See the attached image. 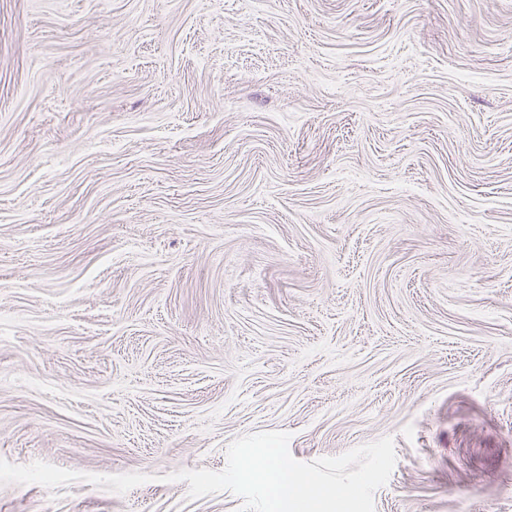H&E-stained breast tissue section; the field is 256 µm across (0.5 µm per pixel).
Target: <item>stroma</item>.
I'll return each instance as SVG.
<instances>
[{"label": "stroma", "mask_w": 512, "mask_h": 512, "mask_svg": "<svg viewBox=\"0 0 512 512\" xmlns=\"http://www.w3.org/2000/svg\"><path fill=\"white\" fill-rule=\"evenodd\" d=\"M382 437L375 512H512V0H0V512Z\"/></svg>", "instance_id": "obj_1"}]
</instances>
